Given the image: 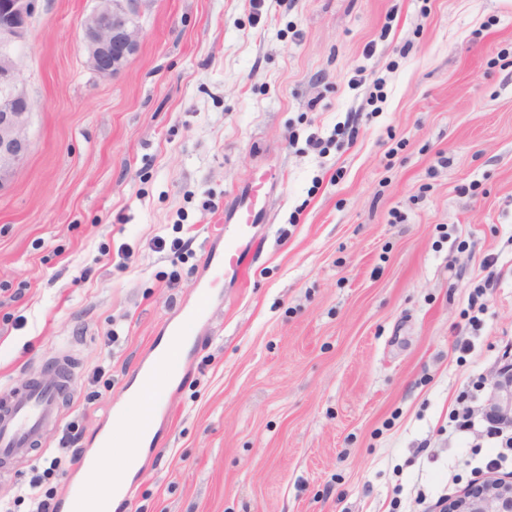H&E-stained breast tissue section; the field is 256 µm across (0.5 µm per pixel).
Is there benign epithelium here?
I'll return each mask as SVG.
<instances>
[{"mask_svg": "<svg viewBox=\"0 0 512 512\" xmlns=\"http://www.w3.org/2000/svg\"><path fill=\"white\" fill-rule=\"evenodd\" d=\"M40 0H0V191L31 151L29 126L35 109L23 79V57ZM150 0H97L80 21L88 64L99 76L114 77L141 46L139 17ZM487 414L512 423V372H495ZM444 512H512V481L479 479L448 499Z\"/></svg>", "mask_w": 512, "mask_h": 512, "instance_id": "1", "label": "benign epithelium"}]
</instances>
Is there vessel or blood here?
<instances>
[{
    "label": "vessel or blood",
    "instance_id": "b4317fda",
    "mask_svg": "<svg viewBox=\"0 0 512 512\" xmlns=\"http://www.w3.org/2000/svg\"><path fill=\"white\" fill-rule=\"evenodd\" d=\"M270 192V179L265 176L236 197L224 215V221L229 225L224 233V249L209 253L212 268L224 269L225 273L240 280L246 277L252 228ZM181 360V352L173 346L164 355L153 357L150 363L138 367L136 374L147 378L152 402L147 409L134 415L136 427L148 425L165 403V380L179 373ZM74 375V365L64 359L51 372L0 394V462L8 464L24 458L32 448L41 445L50 427L59 424L61 398L73 389Z\"/></svg>",
    "mask_w": 512,
    "mask_h": 512
}]
</instances>
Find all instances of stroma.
I'll use <instances>...</instances> for the list:
<instances>
[{
	"label": "stroma",
	"mask_w": 512,
	"mask_h": 512,
	"mask_svg": "<svg viewBox=\"0 0 512 512\" xmlns=\"http://www.w3.org/2000/svg\"><path fill=\"white\" fill-rule=\"evenodd\" d=\"M95 5L40 0L23 52L37 108L0 191V386L78 368L0 499L29 512L14 496L36 476L63 493L64 426L88 452L111 429L133 369L196 310L232 191L263 174L248 280L211 292L115 512L461 494L496 445L484 409L512 342V0H151L112 78L79 38ZM476 380L475 426L454 432Z\"/></svg>",
	"instance_id": "35a3bbf8"
}]
</instances>
